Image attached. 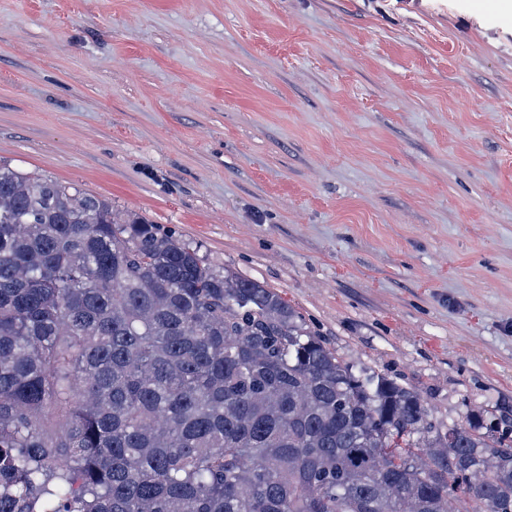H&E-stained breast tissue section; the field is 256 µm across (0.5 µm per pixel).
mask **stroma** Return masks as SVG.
I'll list each match as a JSON object with an SVG mask.
<instances>
[{
	"instance_id": "stroma-1",
	"label": "stroma",
	"mask_w": 512,
	"mask_h": 512,
	"mask_svg": "<svg viewBox=\"0 0 512 512\" xmlns=\"http://www.w3.org/2000/svg\"><path fill=\"white\" fill-rule=\"evenodd\" d=\"M0 162L170 229L430 420L512 418V11L0 0Z\"/></svg>"
}]
</instances>
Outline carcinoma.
Instances as JSON below:
<instances>
[{"instance_id": "cac0c4a2", "label": "carcinoma", "mask_w": 512, "mask_h": 512, "mask_svg": "<svg viewBox=\"0 0 512 512\" xmlns=\"http://www.w3.org/2000/svg\"><path fill=\"white\" fill-rule=\"evenodd\" d=\"M512 512V445L440 430L277 292L0 164V512Z\"/></svg>"}]
</instances>
